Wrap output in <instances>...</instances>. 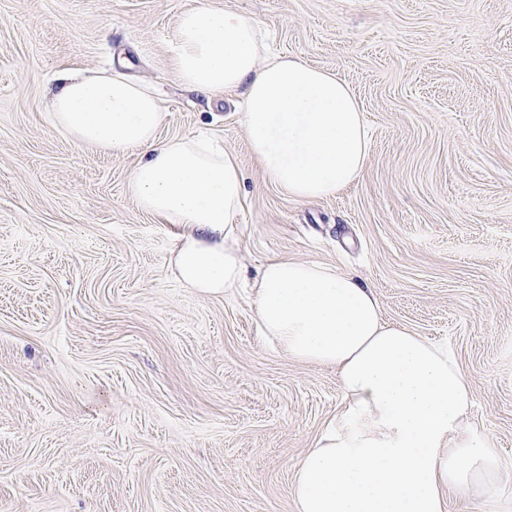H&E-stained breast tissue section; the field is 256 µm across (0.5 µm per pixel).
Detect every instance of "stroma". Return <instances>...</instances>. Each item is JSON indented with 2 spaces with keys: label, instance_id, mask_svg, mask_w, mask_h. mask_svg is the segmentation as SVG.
<instances>
[{
  "label": "stroma",
  "instance_id": "1",
  "mask_svg": "<svg viewBox=\"0 0 512 512\" xmlns=\"http://www.w3.org/2000/svg\"><path fill=\"white\" fill-rule=\"evenodd\" d=\"M203 3L351 86V186L289 198L239 95L182 88L171 40ZM113 69L160 88V139L239 160L248 280L272 259L359 277L387 322L455 353L512 465V0H0V512H296L295 470L343 403L335 369L260 336L247 285L182 286L177 225L126 193L138 152L51 124L55 75Z\"/></svg>",
  "mask_w": 512,
  "mask_h": 512
}]
</instances>
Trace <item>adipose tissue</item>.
I'll use <instances>...</instances> for the list:
<instances>
[{"label":"adipose tissue","instance_id":"ef3b65f1","mask_svg":"<svg viewBox=\"0 0 512 512\" xmlns=\"http://www.w3.org/2000/svg\"><path fill=\"white\" fill-rule=\"evenodd\" d=\"M173 71L211 99L239 91L249 150L296 200L335 196L364 169L368 134L337 75L267 50L258 22L231 6L183 12ZM51 121L76 143L140 151L126 192L182 231L177 279L219 295L244 278L235 231L243 172L220 143L159 140L156 90L119 73L62 76ZM259 333L288 357L335 369L344 401L290 487L296 512H448L450 496L494 497L512 476L470 426L472 388L447 347L384 323L358 277L318 262L273 259L251 285Z\"/></svg>","mask_w":512,"mask_h":512}]
</instances>
